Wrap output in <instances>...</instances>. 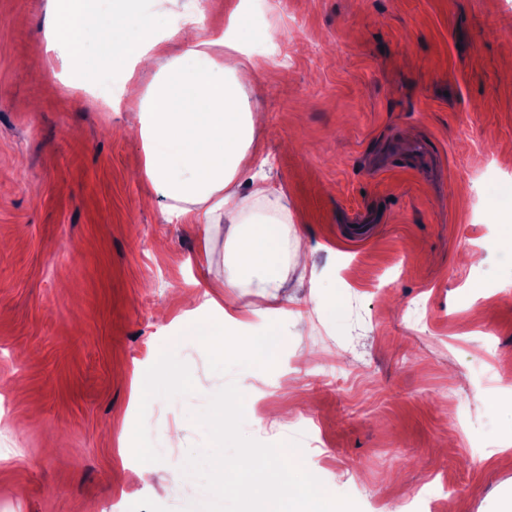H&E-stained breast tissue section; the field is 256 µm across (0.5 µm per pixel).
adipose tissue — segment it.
Returning <instances> with one entry per match:
<instances>
[{
  "label": "adipose tissue",
  "mask_w": 512,
  "mask_h": 512,
  "mask_svg": "<svg viewBox=\"0 0 512 512\" xmlns=\"http://www.w3.org/2000/svg\"><path fill=\"white\" fill-rule=\"evenodd\" d=\"M185 22L191 30L179 40L160 33L134 0H50L49 56L34 67L121 71V96L137 119L136 176L145 198H163L168 214L184 224L227 225V274L201 282L200 306L210 316L198 318L191 308L176 318L181 335L216 342L253 314L245 293L251 285L269 302L287 305L280 289L288 261L311 247L304 235L288 232L286 196L254 172L263 152L264 76L274 61L257 64L236 38L196 27L190 15ZM147 66L154 77L145 84L140 73Z\"/></svg>",
  "instance_id": "adipose-tissue-1"
}]
</instances>
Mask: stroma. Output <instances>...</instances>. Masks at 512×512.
Wrapping results in <instances>:
<instances>
[{"label": "stroma", "instance_id": "35a3bbf8", "mask_svg": "<svg viewBox=\"0 0 512 512\" xmlns=\"http://www.w3.org/2000/svg\"><path fill=\"white\" fill-rule=\"evenodd\" d=\"M239 0H138L186 35L226 25ZM48 0H0V512H183L207 499L183 471L206 442L192 415L227 383L244 433L289 440L359 512H500L512 498V0H251L249 50L284 51L261 103L271 181L322 273L289 267V309L335 298L338 323L290 335L257 301L250 357L179 336L198 228L141 204L136 117L80 93L90 75L24 67L47 53ZM421 144L431 162L409 159ZM371 224L355 241V216ZM338 370L335 384L322 365ZM162 394H155V386ZM499 395L500 410L483 402ZM309 426H302V419ZM133 432L128 450L115 437ZM179 431L181 444L166 443ZM150 462V483L132 473Z\"/></svg>", "mask_w": 512, "mask_h": 512}]
</instances>
